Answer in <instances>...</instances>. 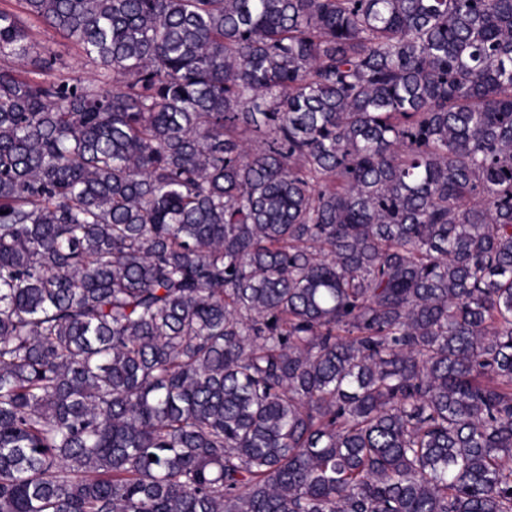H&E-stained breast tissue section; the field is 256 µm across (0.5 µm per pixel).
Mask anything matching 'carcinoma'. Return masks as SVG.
Returning a JSON list of instances; mask_svg holds the SVG:
<instances>
[{"label": "carcinoma", "instance_id": "1", "mask_svg": "<svg viewBox=\"0 0 512 512\" xmlns=\"http://www.w3.org/2000/svg\"><path fill=\"white\" fill-rule=\"evenodd\" d=\"M18 2L0 512H512V0ZM38 31H40L39 35L37 36L38 39L46 46L68 58L77 56V48L72 43L64 39L61 35L55 33L51 29L34 27V32Z\"/></svg>", "mask_w": 512, "mask_h": 512}]
</instances>
